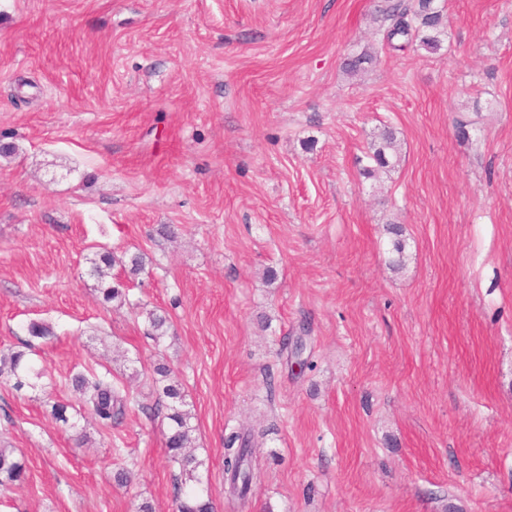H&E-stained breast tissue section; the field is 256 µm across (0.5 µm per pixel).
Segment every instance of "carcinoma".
<instances>
[{
    "instance_id": "obj_1",
    "label": "carcinoma",
    "mask_w": 512,
    "mask_h": 512,
    "mask_svg": "<svg viewBox=\"0 0 512 512\" xmlns=\"http://www.w3.org/2000/svg\"><path fill=\"white\" fill-rule=\"evenodd\" d=\"M384 19L391 21L386 33L388 43L395 39L403 43L395 46L402 50L405 46L417 42L419 46L430 53L441 49L442 36L445 35V25L442 7L435 5V0H416V4L408 6L397 2L382 9ZM367 164L363 166L364 175L371 177L380 168L393 167L398 162L397 136L395 132L385 127L378 134V141L373 143L371 150L365 155ZM129 268L132 275L138 274L144 265L143 255L134 253L127 259H116L106 252L99 256V260L92 262L90 275L96 277L101 286L104 300L123 302L126 293L115 285L106 284V270L114 263ZM150 330L148 335L156 342L166 335V320L152 312L148 313ZM29 340L25 349L10 351L0 356V378L13 382V387L21 389L24 386L34 387L37 382L46 376V369L35 367L28 359L26 350L34 347L33 341L46 339L53 335L50 324L44 321H31L26 326ZM155 372L160 376L162 383L160 397L162 401L158 406L167 410L165 418L169 420V433L167 448L173 462L179 464L181 474L190 479L202 465L187 448L192 438V415L183 409V386L173 371L164 364H159ZM76 395V404L55 403L52 405V417L64 424L69 422L68 409L79 406L90 416L97 419L106 427L112 426L126 415L130 394L125 389L112 382V373L107 370L103 373L92 372L88 375L78 373L71 379ZM251 438L237 431L224 435V473L238 490V495H246L252 483L254 474L249 460V445ZM25 467L15 458L10 448H0V486H10L24 478ZM177 512H213L211 498H204L197 494H188L177 497Z\"/></svg>"
}]
</instances>
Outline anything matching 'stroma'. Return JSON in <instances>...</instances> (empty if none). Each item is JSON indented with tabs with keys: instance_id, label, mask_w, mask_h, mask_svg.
I'll use <instances>...</instances> for the list:
<instances>
[{
	"instance_id": "1",
	"label": "stroma",
	"mask_w": 512,
	"mask_h": 512,
	"mask_svg": "<svg viewBox=\"0 0 512 512\" xmlns=\"http://www.w3.org/2000/svg\"><path fill=\"white\" fill-rule=\"evenodd\" d=\"M381 5L0 0V353L55 332L51 383L0 381V512H174L160 364L215 512H512V0H445L434 54L391 50ZM385 125L401 161L364 177ZM107 251L145 258L122 304ZM89 369L121 423L52 418ZM228 428L260 436L243 498ZM116 262L120 263L124 267L127 266L129 268V273L131 275H137L142 270L144 265L143 255L140 253L131 254L127 258V260H116V258L113 255L106 252L99 256V262H97L96 260L92 262V266L90 268V275L96 277L98 283L102 287L100 288V290L103 294L104 300L108 302L115 300H118L120 302L126 301V293H124L122 289L119 288V285L115 286L108 284L107 286H105L107 277L105 269H110L111 266ZM101 263L104 264V266H102ZM25 467L15 458L11 448H0V486H10L21 482Z\"/></svg>"
}]
</instances>
